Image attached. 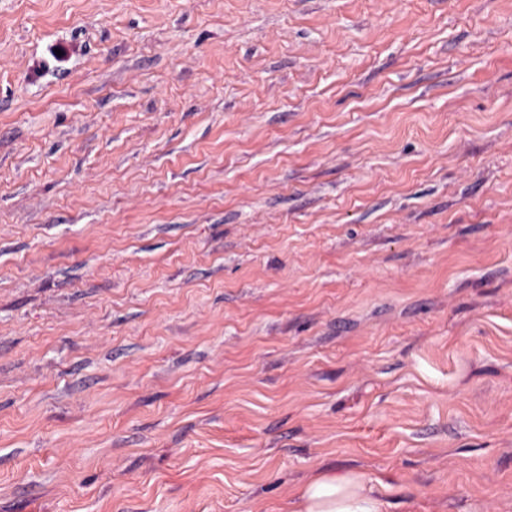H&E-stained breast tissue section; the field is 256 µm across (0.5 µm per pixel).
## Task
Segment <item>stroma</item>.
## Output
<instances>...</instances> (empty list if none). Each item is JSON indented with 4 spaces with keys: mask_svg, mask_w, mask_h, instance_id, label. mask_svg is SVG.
<instances>
[{
    "mask_svg": "<svg viewBox=\"0 0 512 512\" xmlns=\"http://www.w3.org/2000/svg\"><path fill=\"white\" fill-rule=\"evenodd\" d=\"M512 512V0H0V512ZM378 478L353 470H323L294 491L290 512H386Z\"/></svg>",
    "mask_w": 512,
    "mask_h": 512,
    "instance_id": "35a3bbf8",
    "label": "stroma"
}]
</instances>
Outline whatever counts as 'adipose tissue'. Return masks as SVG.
<instances>
[{
	"label": "adipose tissue",
	"mask_w": 512,
	"mask_h": 512,
	"mask_svg": "<svg viewBox=\"0 0 512 512\" xmlns=\"http://www.w3.org/2000/svg\"><path fill=\"white\" fill-rule=\"evenodd\" d=\"M381 486L353 470H323L295 489L290 512H385Z\"/></svg>",
	"instance_id": "ef3b65f1"
}]
</instances>
